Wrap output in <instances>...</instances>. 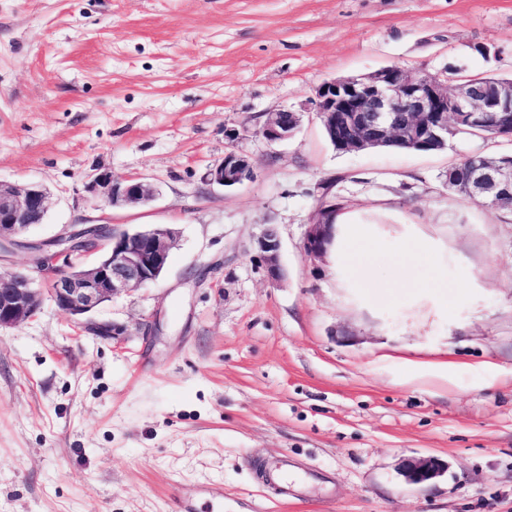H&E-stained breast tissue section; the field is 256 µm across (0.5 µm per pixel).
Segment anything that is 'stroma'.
<instances>
[{
    "label": "stroma",
    "instance_id": "obj_1",
    "mask_svg": "<svg viewBox=\"0 0 512 512\" xmlns=\"http://www.w3.org/2000/svg\"><path fill=\"white\" fill-rule=\"evenodd\" d=\"M388 64L512 75V0H0V181L50 192L30 239L178 233L156 282L95 312L123 336L49 301L0 331V512H176L197 484L224 512H512V212L444 185L512 140L336 152L316 87ZM279 109L301 125L271 145ZM242 127L253 179L209 185ZM95 168L160 194L101 205ZM322 183L382 253H307ZM270 224L278 282L254 248ZM423 456L447 472L407 484ZM282 458L286 499L261 473ZM259 133L270 144H278L292 138L300 123L299 113L289 109H280L266 113Z\"/></svg>",
    "mask_w": 512,
    "mask_h": 512
}]
</instances>
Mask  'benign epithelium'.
Here are the masks:
<instances>
[{"mask_svg":"<svg viewBox=\"0 0 512 512\" xmlns=\"http://www.w3.org/2000/svg\"><path fill=\"white\" fill-rule=\"evenodd\" d=\"M315 112L326 135L350 131L344 151H364L398 140L432 147L460 133L463 125H476L490 113L500 123L512 124V83L481 76L448 82L444 74H424L397 64L383 66L360 77H334L315 89ZM300 123L299 113L280 109L266 113L259 133L271 144L292 138ZM469 175L465 190L475 203L512 209V161L471 154L465 157ZM250 157L232 148L210 168L207 180L224 189L253 178ZM85 189L108 206L146 205L158 195V187L142 178L116 179L109 170L94 169L86 176ZM318 217L310 225L304 247L322 255L334 234L330 224L336 213L332 186H321ZM49 194L35 184L0 182V261L8 262L17 249L32 253L30 266L0 272V330L35 320L45 299L69 313L79 332L112 337L125 327L97 322L93 313L123 293L156 281L165 270L177 232L166 224L130 232L110 224H69L56 236L30 241L26 234L42 223L48 212ZM259 260L267 277H283L281 242L276 229L267 227L256 241ZM447 464L435 456L402 461L405 481L426 484L441 476Z\"/></svg>","mask_w":512,"mask_h":512,"instance_id":"1","label":"benign epithelium"}]
</instances>
